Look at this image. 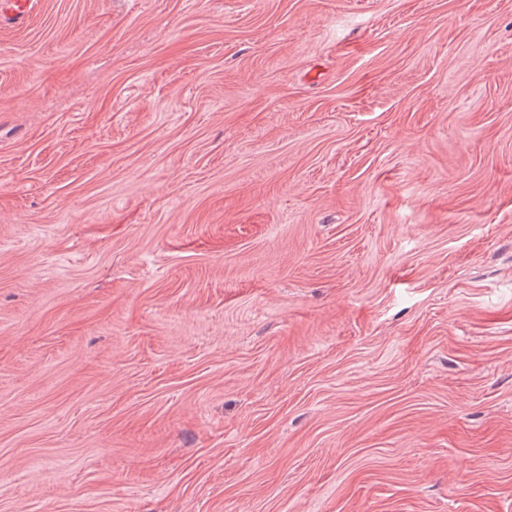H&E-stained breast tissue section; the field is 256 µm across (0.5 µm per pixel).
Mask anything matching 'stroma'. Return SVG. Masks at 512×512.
Returning a JSON list of instances; mask_svg holds the SVG:
<instances>
[{
  "mask_svg": "<svg viewBox=\"0 0 512 512\" xmlns=\"http://www.w3.org/2000/svg\"><path fill=\"white\" fill-rule=\"evenodd\" d=\"M0 512H512V0L0 28Z\"/></svg>",
  "mask_w": 512,
  "mask_h": 512,
  "instance_id": "35a3bbf8",
  "label": "stroma"
}]
</instances>
